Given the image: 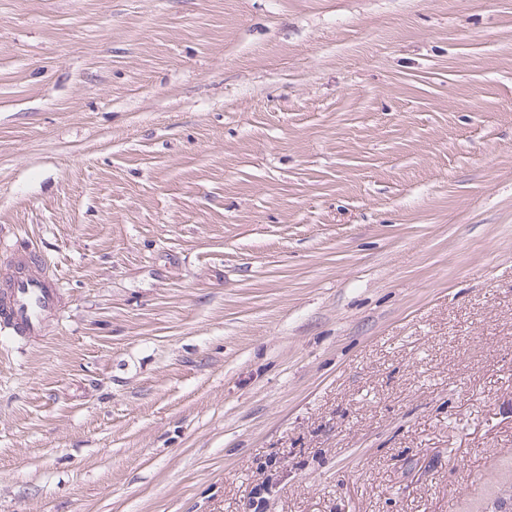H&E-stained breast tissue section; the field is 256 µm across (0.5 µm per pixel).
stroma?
<instances>
[{"mask_svg":"<svg viewBox=\"0 0 512 512\" xmlns=\"http://www.w3.org/2000/svg\"><path fill=\"white\" fill-rule=\"evenodd\" d=\"M0 512H512V0H0ZM57 288V280L40 271L36 251H28L0 272V325L15 336H39L45 317L59 307Z\"/></svg>","mask_w":512,"mask_h":512,"instance_id":"stroma-1","label":"stroma"}]
</instances>
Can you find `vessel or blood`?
I'll return each mask as SVG.
<instances>
[{
  "label": "vessel or blood",
  "mask_w": 512,
  "mask_h": 512,
  "mask_svg": "<svg viewBox=\"0 0 512 512\" xmlns=\"http://www.w3.org/2000/svg\"><path fill=\"white\" fill-rule=\"evenodd\" d=\"M60 304L55 279L39 269L36 251H28L0 272V325L14 335H40L46 316L55 313Z\"/></svg>",
  "instance_id": "1"
}]
</instances>
